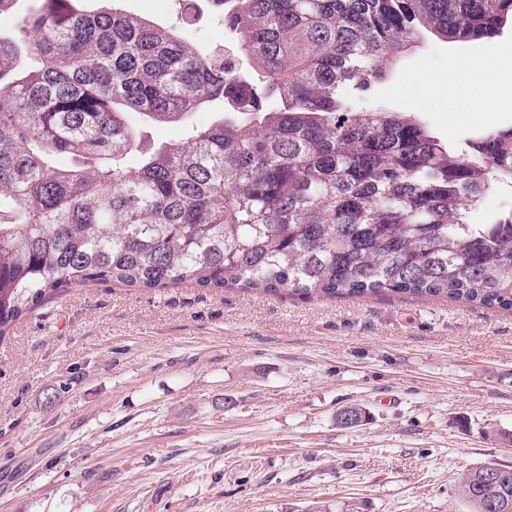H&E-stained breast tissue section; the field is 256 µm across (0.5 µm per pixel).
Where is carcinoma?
Segmentation results:
<instances>
[{
  "label": "carcinoma",
  "mask_w": 512,
  "mask_h": 512,
  "mask_svg": "<svg viewBox=\"0 0 512 512\" xmlns=\"http://www.w3.org/2000/svg\"><path fill=\"white\" fill-rule=\"evenodd\" d=\"M0 36V340L71 285L307 298L403 293L512 308V128L457 152L414 115L345 97L429 32L492 39L512 0H217L235 60L184 31L41 0ZM223 117L198 128L208 102ZM180 122L148 145L129 121ZM461 480L512 504V466ZM143 133L148 136L151 142L160 143H179L185 139V130L178 125L168 126H144ZM511 209L512 187L503 184L480 207L470 213V222L472 224H492L501 214Z\"/></svg>",
  "instance_id": "cac0c4a2"
}]
</instances>
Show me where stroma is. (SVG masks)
<instances>
[{
  "instance_id": "obj_1",
  "label": "stroma",
  "mask_w": 512,
  "mask_h": 512,
  "mask_svg": "<svg viewBox=\"0 0 512 512\" xmlns=\"http://www.w3.org/2000/svg\"><path fill=\"white\" fill-rule=\"evenodd\" d=\"M178 29L179 0H75ZM512 27L426 36L357 108L451 148L512 127ZM367 419L342 426L343 408ZM512 310L445 298L273 297L181 283L68 289L0 342V512H469L512 466ZM498 466L503 467V469L500 471L498 480L493 483ZM498 466H489L482 473L483 483L488 485H474L473 475L475 470L469 471L462 477L461 487L463 496L469 503L471 512H492L488 510L487 504L493 500L497 503L508 500L512 504V466L500 464Z\"/></svg>"
}]
</instances>
